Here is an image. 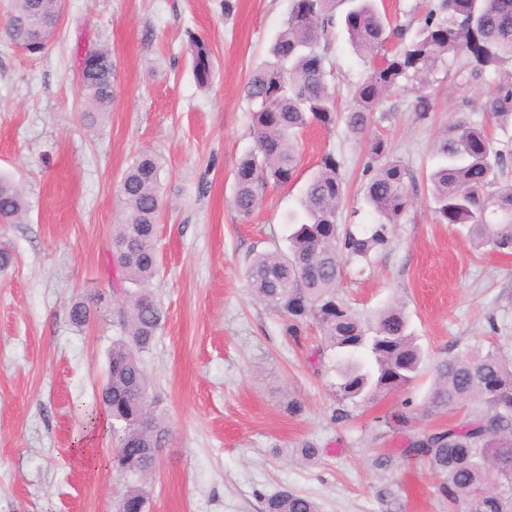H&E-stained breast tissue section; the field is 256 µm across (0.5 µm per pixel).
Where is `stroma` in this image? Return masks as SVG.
Returning a JSON list of instances; mask_svg holds the SVG:
<instances>
[{
    "instance_id": "stroma-1",
    "label": "stroma",
    "mask_w": 512,
    "mask_h": 512,
    "mask_svg": "<svg viewBox=\"0 0 512 512\" xmlns=\"http://www.w3.org/2000/svg\"><path fill=\"white\" fill-rule=\"evenodd\" d=\"M232 3L228 15L223 0H65L44 55L0 38V174L19 183L28 207L22 223L0 224V249L10 255L0 264V512H117L131 485L145 489L146 512H264L284 488L319 512H448L426 466L373 464L409 435L453 421L433 415L376 434V417L404 399L423 401L431 374L336 419L330 379L313 358L315 325L288 335L284 318L247 286L254 253L287 247L285 216L323 154H335L347 182L339 223L376 216L363 196L366 143L341 121L301 134L297 182L268 188L249 217L233 209L237 161L255 145L244 86L291 0ZM190 31L212 50L205 90L193 78ZM329 42L326 68L344 108L367 66L342 29ZM98 44L112 53L116 95L91 125L78 74ZM458 68L435 74L427 119L412 93L384 99L375 131L412 174V205L387 248L345 267L341 288L368 317L401 303L430 364L478 341L512 356V255L476 248L459 226L437 221L426 181L446 127L464 112L489 122L467 110L483 81H465ZM144 151L166 160L154 282L165 318L143 362L169 431L147 476L113 470L117 437L87 423L119 336L110 242L123 218L120 181ZM94 296L96 314L75 327L72 303ZM292 399L299 414L287 410ZM307 441L322 455L294 460L291 449Z\"/></svg>"
}]
</instances>
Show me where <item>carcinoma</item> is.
Returning a JSON list of instances; mask_svg holds the SVG:
<instances>
[{
    "instance_id": "cac0c4a2",
    "label": "carcinoma",
    "mask_w": 512,
    "mask_h": 512,
    "mask_svg": "<svg viewBox=\"0 0 512 512\" xmlns=\"http://www.w3.org/2000/svg\"><path fill=\"white\" fill-rule=\"evenodd\" d=\"M341 2L348 8L338 19L336 4ZM421 9L412 32L408 25H391L374 0H292L267 61L245 86L256 149L239 160L235 171L233 206L243 218L269 185L292 181L300 162L299 131L314 123L336 124V90L325 70L336 24L357 51L369 55V73L353 89L344 120L349 132L367 139L365 200L379 222L359 229L336 222L344 186L336 156L327 153L308 179L299 209L286 217L291 227L287 250L255 254L246 273L251 293L287 319L289 333L296 334L305 320L319 328L318 362L336 374L331 387L338 419L348 416L349 405L410 388L424 361L403 307L387 306L370 321L339 294L344 264L367 263L372 252L384 249L389 225L399 223L411 205L413 177L401 162L387 159V142L373 133L381 102L397 88L410 91L415 111L425 118L432 111L425 90L435 73L448 60L460 59L468 79L494 73L488 96L472 102L471 110L512 125V0H439ZM59 18L55 0H10L0 32L38 55L55 38ZM394 38L396 48L385 49ZM187 47L194 80L206 89L213 80L211 47L191 31ZM84 56L81 92L94 122L110 112L115 69L105 45L87 49ZM433 155L429 182L438 219L467 227L480 247L512 254V184L501 182L512 148L498 144L463 115L435 141ZM162 168V157L145 151L120 183L124 220L112 234V261L119 273L115 291L121 336L112 342L100 392L104 414L117 426L113 468L139 474L153 470L168 439V430L152 414L149 378L140 358L164 319L150 289L158 275ZM25 213L21 189L0 177V224H19ZM90 316V300L71 305L74 326L86 325ZM432 375L424 404L416 407L404 400L400 408L376 417L379 430L391 432L420 414L462 412L448 425L411 438L399 453L428 464L450 512H512V358L478 344L436 361ZM144 505L143 488L131 486L118 512H143ZM264 512H319V507L284 489L265 500Z\"/></svg>"
}]
</instances>
